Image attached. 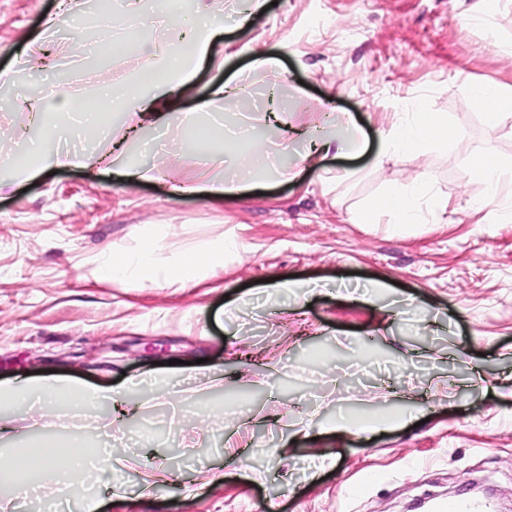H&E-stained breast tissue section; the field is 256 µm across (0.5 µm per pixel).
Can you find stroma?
Segmentation results:
<instances>
[{"mask_svg":"<svg viewBox=\"0 0 512 512\" xmlns=\"http://www.w3.org/2000/svg\"><path fill=\"white\" fill-rule=\"evenodd\" d=\"M219 22L223 66L204 62L180 102L190 123L223 120L269 141V170L299 167L294 180L259 181L239 197L174 196L172 185L206 172L223 180L224 146L179 154L176 143H131L151 169L131 181L99 162L137 117L117 105L81 167L15 178L0 194V383L106 388L129 407L82 414L60 403L59 436L81 435L112 455L99 489L101 512H408L488 488L512 512V184L496 211L474 210L484 194L467 162L491 146L512 164V123L490 125L472 104L474 86H512V0H181L183 26L200 11ZM79 24L122 42L110 69L93 48L66 55L75 27L60 0H0V71L14 69L27 41L47 54L40 70L0 85V151L71 132L81 116L61 99L93 100L104 84H128L147 51L170 37L166 15L143 11L141 40L124 43L120 11L104 15L77 0ZM481 23L463 26L471 13ZM78 24V25H79ZM275 68L254 64L256 52ZM242 86L230 105L201 111L220 84ZM47 104L43 126L25 98ZM457 130L447 147L379 158L381 130L406 120L418 98ZM362 128L359 155L306 158L315 134L339 130L344 115ZM429 180L448 202L442 222L361 224L371 198ZM163 249L150 279L129 288L98 280L106 250L132 251L144 238ZM234 239L223 271L165 281L179 254ZM315 281L317 293L262 299L273 279ZM383 281L364 298L356 284ZM226 412L211 426L208 412ZM347 413L368 431L336 436ZM407 414L400 426L373 427ZM0 454L26 457L44 433L25 408H0ZM166 481L145 487V474Z\"/></svg>","mask_w":512,"mask_h":512,"instance_id":"stroma-1","label":"stroma"}]
</instances>
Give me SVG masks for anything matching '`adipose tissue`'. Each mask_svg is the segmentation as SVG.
I'll return each mask as SVG.
<instances>
[{
  "label": "adipose tissue",
  "mask_w": 512,
  "mask_h": 512,
  "mask_svg": "<svg viewBox=\"0 0 512 512\" xmlns=\"http://www.w3.org/2000/svg\"><path fill=\"white\" fill-rule=\"evenodd\" d=\"M219 34L215 21L200 16L194 27L161 48L153 49L147 59L149 93L130 96L129 105L140 119L150 121L152 126H163L180 137L186 149L196 150L207 141L220 139L224 131L219 127L194 129L183 124L178 117V102L191 90L194 68L212 53V47ZM455 135V129L447 120L432 112L425 100H417L410 122L393 124L380 134V153L384 156H402L414 151L431 152L447 145ZM267 145L259 138H252L249 154L240 156L235 162L234 174L224 181L216 182L206 176L178 183L174 187L178 194L206 193L214 196L233 197L252 188L255 184V168L260 164ZM467 172L470 179L483 184L485 194L478 201V209L484 210L499 204L502 187L512 179V169L505 167L494 150L489 147L475 151L469 158ZM431 185L423 180L403 192H389L368 202L359 213L363 224L378 223L382 214L395 216L400 224H422L426 217L424 206L429 201ZM234 240L227 239L218 246H198L172 262L167 270L171 283L183 281L187 269L197 268L217 272L224 267L225 254L236 249ZM161 249L160 243L148 238L136 251L128 252L111 249L98 261L97 273L108 282L136 284L144 280L148 268ZM108 390L73 387L59 390L56 387L34 388L31 386L0 385V406L26 403L36 407L40 417H47L59 402L67 400L79 407L94 404L100 400H111ZM53 472L51 482L33 488L20 482L21 470ZM101 483L91 461V455L81 438L73 436L60 440L55 435H46L33 453L24 461L0 457V489L24 496L37 494L39 501L50 503L56 492L73 481Z\"/></svg>",
  "instance_id": "1"
}]
</instances>
